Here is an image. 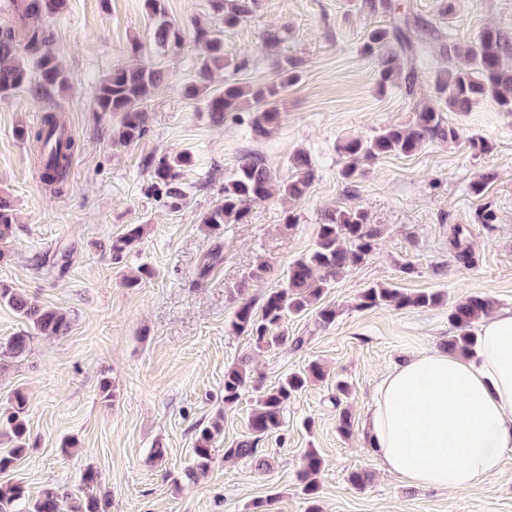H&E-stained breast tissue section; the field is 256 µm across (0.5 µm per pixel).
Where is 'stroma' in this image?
<instances>
[{
	"mask_svg": "<svg viewBox=\"0 0 512 512\" xmlns=\"http://www.w3.org/2000/svg\"><path fill=\"white\" fill-rule=\"evenodd\" d=\"M416 19L409 36L425 41L428 60L418 93L429 91L446 68L448 43H476L486 25L512 42V0H393ZM370 0H258L254 16L224 28L210 0H165L185 43L161 49L145 0H66L48 20L52 45L73 74L70 89L38 99L20 91L0 99V193L17 208L14 234L0 245V284L67 314L61 336L34 339L27 355L0 369V450L9 448L3 423L15 390L28 397L29 451L9 476L37 497L54 484L78 493L86 467L95 468L112 495L109 512H306L297 471L307 449L323 459L321 512H512V450L488 482L453 492L404 485L367 448L362 421L382 376L392 367L443 347L454 330L449 308L480 293L512 309V119L493 101L450 114L465 138L434 142L410 157L364 165L355 180L339 175V140L367 136L408 121L412 99L398 87L379 86L375 59L363 54L371 28L387 16ZM222 30L230 63L212 85L262 86L283 73L295 79L279 96V118L266 134L251 129L253 105L212 122L205 95L187 96L196 81L201 46L196 27ZM141 60L163 66L169 78L145 107L146 134L123 146L113 141L120 114L97 111L96 87L112 69ZM55 113L81 144L65 195L46 193L35 166L39 143L16 138ZM487 138L491 152L473 154L466 139ZM308 151L317 179L304 200L278 197L253 203L245 223L211 234L203 215L221 197L224 178L241 156H259L279 178L290 174L289 155ZM185 152L193 165L183 175L179 206L151 187L148 159ZM495 178L482 195L468 186L481 174ZM356 207L375 233L374 251L347 270L324 295L335 323L315 312L289 317V337H305L260 351L232 327L234 291L249 282L261 297L279 285L290 262L311 249L325 211ZM495 220L486 224L484 212ZM299 222L288 226V214ZM144 227L141 242L120 263L109 252L127 225ZM470 250L458 259L457 243ZM47 267L39 271L36 259ZM266 277L250 282L258 266ZM148 267L151 278L125 286V276ZM395 285L441 294L428 308L358 309L363 288ZM250 357L265 384L316 361L323 380L308 384L289 403L282 430L261 441L262 460H216L193 478L198 429L222 417L217 447L247 439L254 392L224 405V369ZM115 388L105 399L103 381ZM349 392L337 395V382ZM352 433H339L341 410ZM75 439L71 453L61 451ZM163 449L162 460L152 459ZM367 473L364 488L351 472Z\"/></svg>",
	"mask_w": 512,
	"mask_h": 512,
	"instance_id": "1",
	"label": "stroma"
}]
</instances>
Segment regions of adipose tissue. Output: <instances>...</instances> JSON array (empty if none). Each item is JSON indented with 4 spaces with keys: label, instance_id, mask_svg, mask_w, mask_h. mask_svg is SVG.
I'll return each mask as SVG.
<instances>
[{
    "label": "adipose tissue",
    "instance_id": "obj_1",
    "mask_svg": "<svg viewBox=\"0 0 512 512\" xmlns=\"http://www.w3.org/2000/svg\"><path fill=\"white\" fill-rule=\"evenodd\" d=\"M474 352H424L383 377L364 422L368 449L401 482H486L512 448V310L488 316Z\"/></svg>",
    "mask_w": 512,
    "mask_h": 512
}]
</instances>
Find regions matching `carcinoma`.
Listing matches in <instances>:
<instances>
[{
  "label": "carcinoma",
  "instance_id": "carcinoma-1",
  "mask_svg": "<svg viewBox=\"0 0 512 512\" xmlns=\"http://www.w3.org/2000/svg\"><path fill=\"white\" fill-rule=\"evenodd\" d=\"M8 8L0 6L7 21L0 25V99H6L24 89L39 98L55 90L66 89L71 75L51 45L47 19L60 12L64 0H10ZM163 0H146L153 20L155 41L162 47L176 48L182 42V33L166 16ZM215 11L221 13L224 26L234 27L248 18L257 7V0H211ZM389 16L388 26L369 32L364 51L375 56L380 68V86L395 85L405 88L413 97V117L401 124H388L369 137L349 135L343 138L337 152L341 158L340 175L351 181L359 175L360 164L390 155L412 156L432 142H454L461 137L457 126L447 121L450 112H467L484 99L492 100L500 112L512 117V67L505 66L504 58L512 55V45L493 26L486 27L479 41L473 46H448V66L434 79L433 92L417 96L415 86L419 80L418 59L426 46L412 42L407 36L411 28L410 17L395 13L390 0L372 5ZM195 40L204 46L205 55L198 69L199 85L189 87L191 94L207 88L210 75L224 68L229 59L224 50V39L217 31L197 30ZM167 79L160 66L135 65L112 70L99 84L95 106L99 112H118L122 115L117 141L131 144L145 134L142 103ZM292 77L264 86L226 83L207 94L208 112L216 123L224 121V114L237 112L245 99L255 103L278 96ZM279 117L272 107L256 111L252 129L263 134ZM15 136L35 140L42 144L37 168L41 182L51 194L62 195L67 190L72 161L79 150L76 139L69 134L57 116L49 112L34 126L21 125ZM188 154H164L148 163L155 188L169 198L183 196L181 175L190 166ZM291 176L280 180L262 160L251 154L242 156L235 169L224 177V187L219 202L202 218V223L214 234H221L224 225L242 221L247 205L262 202L276 195L300 200L308 195L315 180V163L305 150L294 152L289 158ZM14 205L10 197L0 195V243L7 241L12 232ZM144 225L130 224L126 230L113 237L112 256L122 257L142 239ZM375 235L367 229L364 212L356 207L329 211L318 224L317 241L313 248L295 259L288 266L282 283L269 289L260 304L244 296L248 284L238 288L241 295L232 321V328L245 335L258 349H272L290 339L282 331L285 320L300 315L310 308L316 309L318 322L330 325L336 321L337 311L321 300L331 284L347 270L363 264L374 251ZM436 293H407L394 286H369L359 294L357 307L371 309L392 306L431 307L438 304ZM0 303L11 307L26 324L7 341L0 351V359L16 360L23 357L31 340L39 335L62 336L67 333L69 320L58 310L42 306L18 291L0 286ZM493 302L481 294H474L455 304L448 313V320L455 335L448 339L447 347L453 351L474 352L477 336L475 325L489 316ZM296 347L305 339L297 336L290 340ZM324 377V370L316 361L302 371L289 373L270 387H265L254 377L247 360L230 365L224 370V406L232 407L242 392L251 385L257 391L255 407L248 419L253 439L240 441L219 449L215 442L222 425L212 422L198 430L195 439L196 470L206 472L216 455L224 460H237L257 456V441L281 429L288 402L313 380ZM28 400L18 389L14 392L12 412L7 418L8 434L13 447L0 452V472L11 470L23 457L28 441ZM323 459L316 449L307 450L302 456L298 480L300 492L310 503L308 512H319L318 492ZM100 476L87 468L82 476L81 493L73 496L56 485L45 486L40 495L29 498L25 485L20 481L0 485V512H18V505L25 504L24 512H109V495L97 493Z\"/></svg>",
  "mask_w": 512,
  "mask_h": 512
}]
</instances>
